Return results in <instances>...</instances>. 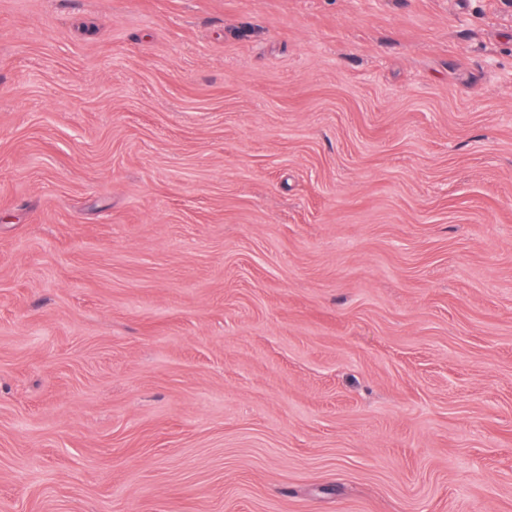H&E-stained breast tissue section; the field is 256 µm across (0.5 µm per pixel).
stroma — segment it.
I'll use <instances>...</instances> for the list:
<instances>
[{
  "label": "stroma",
  "mask_w": 512,
  "mask_h": 512,
  "mask_svg": "<svg viewBox=\"0 0 512 512\" xmlns=\"http://www.w3.org/2000/svg\"><path fill=\"white\" fill-rule=\"evenodd\" d=\"M0 512H512V7L0 0Z\"/></svg>",
  "instance_id": "1"
}]
</instances>
